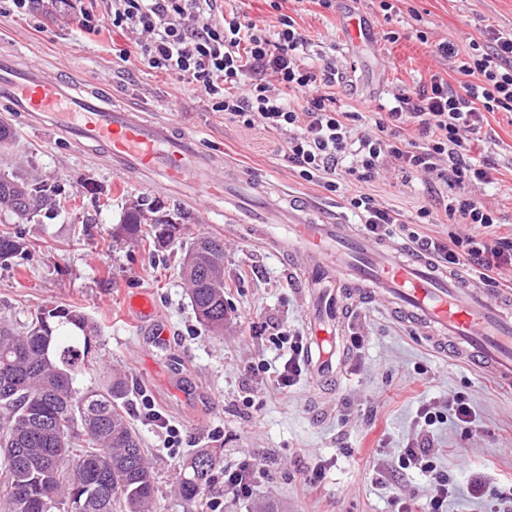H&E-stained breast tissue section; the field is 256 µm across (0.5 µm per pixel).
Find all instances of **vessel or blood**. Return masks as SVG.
<instances>
[{"mask_svg": "<svg viewBox=\"0 0 512 512\" xmlns=\"http://www.w3.org/2000/svg\"><path fill=\"white\" fill-rule=\"evenodd\" d=\"M0 99L34 115L36 128L101 147L120 174L138 177L144 188L221 200L225 223L250 225L269 250L295 258L309 298L303 358L314 384L345 376L354 308L375 302L430 343L450 348L455 361L477 360L512 387V292L492 295L408 244L371 240L307 198L227 165L195 131L113 106L99 85L66 82L0 53Z\"/></svg>", "mask_w": 512, "mask_h": 512, "instance_id": "vessel-or-blood-1", "label": "vessel or blood"}]
</instances>
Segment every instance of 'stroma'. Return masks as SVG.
<instances>
[{
	"label": "stroma",
	"instance_id": "1",
	"mask_svg": "<svg viewBox=\"0 0 512 512\" xmlns=\"http://www.w3.org/2000/svg\"><path fill=\"white\" fill-rule=\"evenodd\" d=\"M70 2L36 0L33 17H0V50L19 52L21 61L42 65L52 75L66 70L85 84L106 82L113 102L176 120L227 159L357 223L342 193L289 170L275 151L278 133L225 121L192 85L122 62L119 51L129 44V34L108 27L95 36L81 32ZM392 4L388 12L380 0H334L329 9L310 0H284L278 9L272 0H236L235 6L247 19L271 27L280 15L291 16L312 40L310 55L334 52L352 80L336 90V105L344 111L376 110L380 100L414 89L436 72L457 84L460 74L435 55V44L451 42L464 54L471 42L482 41L486 26L512 29V0ZM352 13L367 29L357 46L346 29ZM420 31L426 40L417 39ZM2 119L12 126L16 143L10 153H0V170L60 185L75 197L82 220L60 212L27 222L0 209V230L15 231L27 243L0 261V325L21 328L49 302L76 306L98 323L95 354L129 381L125 411L154 468L158 512H183L174 495L176 476L187 456L206 446L221 449L225 470L261 467L245 495L225 494L223 473L216 474L205 495L220 499L221 512H392L396 489L423 502L425 478L399 470L397 453L419 431L416 410L424 397L440 405L452 396L465 398L482 427L474 433L451 419L433 430L436 463L460 486L448 512H485L484 501L469 490L476 468H483L489 492L512 478V390L475 367L449 362L376 306L361 305L352 330L363 341L352 347L339 389L317 395L304 380L282 397L274 387L280 368L276 338L285 327L303 331L308 306L287 257L269 252L244 229L227 228L218 207L142 188L136 179L119 177L98 149L28 128L23 115L0 106ZM487 120L491 138L477 150L496 162V181L474 186L473 193L512 225V114L498 112ZM366 191L408 220H414L425 195L420 180L405 184L389 173L367 184ZM139 196L171 212H189L180 241L151 249L142 237L122 232L125 203ZM213 234L224 239L227 317L219 334L197 321L181 272L184 242ZM137 294L147 295L169 326L168 345L159 346L150 326L128 317L127 301ZM248 326L256 328L255 336L243 337ZM144 393L178 429V447H167L164 429L144 418ZM319 463L324 469L316 479L312 470Z\"/></svg>",
	"mask_w": 512,
	"mask_h": 512
}]
</instances>
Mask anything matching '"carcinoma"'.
<instances>
[{
  "label": "carcinoma",
  "instance_id": "1",
  "mask_svg": "<svg viewBox=\"0 0 512 512\" xmlns=\"http://www.w3.org/2000/svg\"><path fill=\"white\" fill-rule=\"evenodd\" d=\"M68 196L39 177L0 172V205L22 219L64 208ZM171 214L145 197L126 204L122 228L129 235L149 224L155 244L179 239ZM187 220L188 213L172 214ZM24 248L17 233L0 231V260ZM187 253L199 257L183 274L198 322L224 330V241L192 239ZM97 325L65 304L40 308L19 331L0 328V512H156L152 466L122 400L129 384L104 375L93 387L77 377L96 368L91 356ZM223 456L200 448L183 463L177 496L190 508L214 480Z\"/></svg>",
  "mask_w": 512,
  "mask_h": 512
}]
</instances>
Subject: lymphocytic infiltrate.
Wrapping results in <instances>:
<instances>
[{
    "label": "lymphocytic infiltrate",
    "instance_id": "obj_1",
    "mask_svg": "<svg viewBox=\"0 0 512 512\" xmlns=\"http://www.w3.org/2000/svg\"><path fill=\"white\" fill-rule=\"evenodd\" d=\"M79 16L81 30L90 34L105 26L138 33L126 56L147 71L197 86L225 120L282 134L277 150L289 169L345 193L373 238L390 236L402 216L377 203L364 184L385 169L426 177L430 199L418 208V223L462 224L467 231L445 240L413 231L410 241L443 266L478 270L488 286L502 287L504 270L512 268V232L500 233L498 209L472 193L474 185L491 182L496 168L492 160H476L472 150L488 114L512 112V31L486 27L483 43H472L463 57L453 44H437L436 54L455 60L462 82L454 86L441 73L431 74L418 89L393 94L366 117L337 109L334 89L344 76L336 58L308 62L311 39L291 16L281 15L271 31L220 10L216 0H81ZM280 341L288 352L275 387L285 396L306 379L307 368L301 334L291 331ZM448 415L476 422L463 398L449 399L442 412L422 400L420 438L398 454L400 469L418 471L431 487L421 512H446L455 493L434 462L430 440L431 426Z\"/></svg>",
    "mask_w": 512,
    "mask_h": 512
}]
</instances>
